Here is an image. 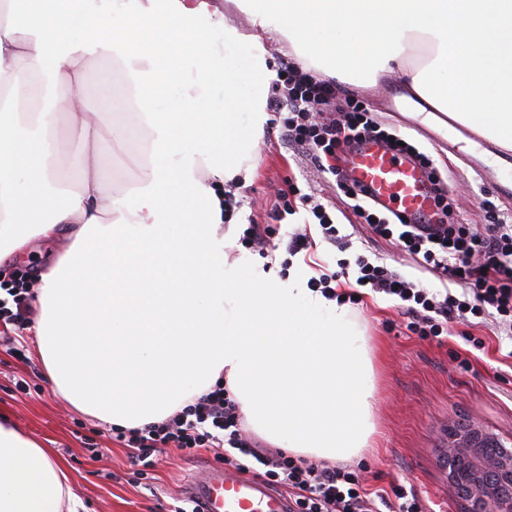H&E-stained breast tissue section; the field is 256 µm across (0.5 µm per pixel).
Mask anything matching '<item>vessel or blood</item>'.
<instances>
[{
  "label": "vessel or blood",
  "instance_id": "vessel-or-blood-1",
  "mask_svg": "<svg viewBox=\"0 0 512 512\" xmlns=\"http://www.w3.org/2000/svg\"><path fill=\"white\" fill-rule=\"evenodd\" d=\"M345 165L367 198L403 215L408 223L423 224L431 217L428 174L409 157L367 140L348 151ZM186 496L199 503L201 512H290L285 496L219 464L189 484Z\"/></svg>",
  "mask_w": 512,
  "mask_h": 512
}]
</instances>
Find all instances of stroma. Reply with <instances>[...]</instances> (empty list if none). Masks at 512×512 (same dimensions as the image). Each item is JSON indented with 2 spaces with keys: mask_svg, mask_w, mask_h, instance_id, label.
Returning a JSON list of instances; mask_svg holds the SVG:
<instances>
[{
  "mask_svg": "<svg viewBox=\"0 0 512 512\" xmlns=\"http://www.w3.org/2000/svg\"><path fill=\"white\" fill-rule=\"evenodd\" d=\"M337 107L346 99L368 103L381 124L412 141L434 160L448 187L458 199L455 220L460 224H485L489 218L479 207L488 192L476 167L479 152L466 153L436 130L422 125L403 99L405 88L393 74L370 88L339 83ZM257 174L249 184L234 183L239 203L224 231L233 240L224 250L227 263H235L244 248L239 238L246 225L271 223V208L289 185L311 190L330 209L341 234L351 245L339 250L323 242L322 232L308 206L291 197L292 215L281 222L280 234L307 229L320 244L317 262L325 273L337 271L339 260L363 255L381 260L400 274L418 279L438 291L442 282L420 271L412 258L390 241L376 237L347 205L346 197L316 170L295 145L269 123L257 141ZM367 337L373 367L372 405L375 432L368 448L352 468L364 488L384 491L381 512H396L395 487L414 493L422 512H463L438 465L439 430L448 422L474 421L512 443V340L488 324L451 325L442 342L410 333L392 297L365 292L355 306ZM27 381L20 391L17 381ZM0 412L48 448L69 472L84 512H173L186 484L204 473L214 461V451L180 459L168 449L148 484L131 482L127 448L113 441L108 424L75 409L48 388L36 345H29L25 360L0 351ZM96 435L102 449L93 457L81 443Z\"/></svg>",
  "mask_w": 512,
  "mask_h": 512,
  "instance_id": "35a3bbf8",
  "label": "stroma"
}]
</instances>
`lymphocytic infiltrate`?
I'll return each mask as SVG.
<instances>
[{
  "label": "lymphocytic infiltrate",
  "instance_id": "1",
  "mask_svg": "<svg viewBox=\"0 0 512 512\" xmlns=\"http://www.w3.org/2000/svg\"><path fill=\"white\" fill-rule=\"evenodd\" d=\"M278 78L280 88L267 109L279 116L285 138L322 172L336 177L337 188L375 236L394 242L423 270L460 285L462 292L429 290L385 263H373L361 255L354 262H341V270L354 269L357 281L396 299L407 318V330L421 338L440 339L449 324L467 325L475 318L491 321L511 334L512 221L502 218L478 227L447 223L453 199L444 190L438 195L440 223L402 224L379 212L340 180L336 161L352 141L366 135L386 140L389 132L378 125L362 101L348 100L343 112H333L335 86L300 71L289 58H281ZM7 293V298L0 299V346L21 359L32 295L22 283ZM114 437L129 448L130 463L143 478L156 467L164 449L193 458L203 450L227 446L236 454L224 456V463L253 474L272 488L286 490L292 512H377L375 496L349 466L316 463L258 445L245 429L237 402L220 382L162 421L118 431Z\"/></svg>",
  "mask_w": 512,
  "mask_h": 512
}]
</instances>
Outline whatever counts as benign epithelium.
I'll list each match as a JSON object with an SVG mask.
<instances>
[{"label": "benign epithelium", "mask_w": 512, "mask_h": 512, "mask_svg": "<svg viewBox=\"0 0 512 512\" xmlns=\"http://www.w3.org/2000/svg\"><path fill=\"white\" fill-rule=\"evenodd\" d=\"M439 467L465 512H512V448L480 425H448Z\"/></svg>", "instance_id": "7a95c632"}]
</instances>
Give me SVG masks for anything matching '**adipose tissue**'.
<instances>
[{"instance_id": "ef3b65f1", "label": "adipose tissue", "mask_w": 512, "mask_h": 512, "mask_svg": "<svg viewBox=\"0 0 512 512\" xmlns=\"http://www.w3.org/2000/svg\"><path fill=\"white\" fill-rule=\"evenodd\" d=\"M227 2L250 33L207 0H0V267L32 239L59 240L57 262L37 274L34 334L50 388L83 413L141 428L222 379L268 441L347 461L374 433L372 362L352 307L306 276L224 259V183L251 182L262 88L277 77L265 42L327 81L374 85L401 71L428 105L420 123L454 121L512 149V0ZM217 27L245 68L215 49ZM104 56L122 63L119 121L111 94L87 95L88 66ZM219 78L220 112L209 104ZM61 112L85 151L74 182L57 167ZM139 131L143 174L112 193L102 156L126 152ZM81 507L58 462L0 418V512Z\"/></svg>"}]
</instances>
